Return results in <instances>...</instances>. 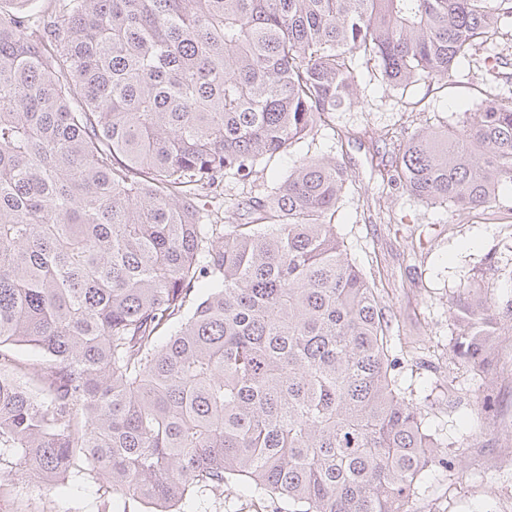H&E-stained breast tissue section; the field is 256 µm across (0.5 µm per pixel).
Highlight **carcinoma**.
<instances>
[{"instance_id": "1", "label": "carcinoma", "mask_w": 512, "mask_h": 512, "mask_svg": "<svg viewBox=\"0 0 512 512\" xmlns=\"http://www.w3.org/2000/svg\"><path fill=\"white\" fill-rule=\"evenodd\" d=\"M33 2L0 0V457L44 487L99 484L105 512H204L226 486L288 512H414L456 462L336 235L345 165L301 160L245 224L199 201L354 104L361 63L389 87L444 80L512 0ZM376 167L421 203L490 205L512 101ZM505 312L464 289L455 357L487 373Z\"/></svg>"}]
</instances>
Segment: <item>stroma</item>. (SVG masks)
Here are the masks:
<instances>
[{"mask_svg":"<svg viewBox=\"0 0 512 512\" xmlns=\"http://www.w3.org/2000/svg\"><path fill=\"white\" fill-rule=\"evenodd\" d=\"M512 98V28L477 47L442 82L399 91L361 75L358 99L327 125L271 159L248 180L224 178L221 197L203 198L225 223L243 222L239 201L283 180L300 159L337 157L352 178L336 213V234L351 259L371 272L388 313L400 357V384L426 414L429 429L447 445L458 468H432L418 512H506L512 506V469L497 459L512 449V375L474 376L452 349L450 301L481 286L512 295V187L492 206L455 210L427 205L400 189L382 187L377 151L416 130L463 124L486 97ZM0 498L14 512H97L96 485L28 483L18 466L0 464Z\"/></svg>","mask_w":512,"mask_h":512,"instance_id":"obj_1","label":"stroma"}]
</instances>
